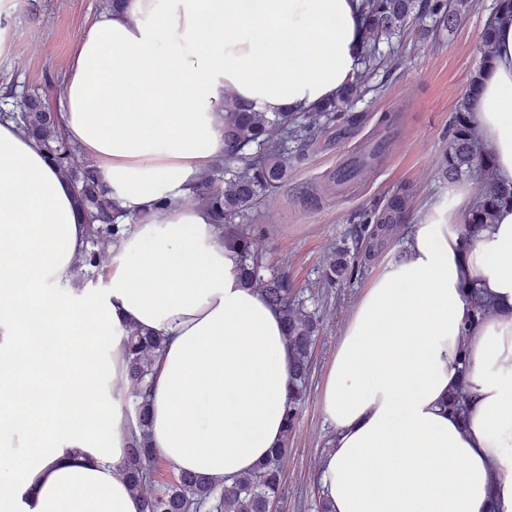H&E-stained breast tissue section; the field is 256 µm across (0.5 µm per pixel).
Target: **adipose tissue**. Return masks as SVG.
I'll return each mask as SVG.
<instances>
[{
	"label": "adipose tissue",
	"mask_w": 512,
	"mask_h": 512,
	"mask_svg": "<svg viewBox=\"0 0 512 512\" xmlns=\"http://www.w3.org/2000/svg\"><path fill=\"white\" fill-rule=\"evenodd\" d=\"M360 2L120 0L77 38L58 122L131 220L98 292L74 284L89 240L72 183L0 120V512H145L123 475L137 330L166 340L149 396L160 459L229 480L280 442L283 318L192 199L225 154L227 98L306 112L352 79ZM473 110L512 182V23ZM448 195L337 340L320 391L333 445L316 473L332 512H512V208L466 246L470 191ZM471 288L497 306L476 325ZM460 385L462 418L446 407Z\"/></svg>",
	"instance_id": "obj_1"
}]
</instances>
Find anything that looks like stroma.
Returning a JSON list of instances; mask_svg holds the SVG:
<instances>
[{"label":"stroma","mask_w":512,"mask_h":512,"mask_svg":"<svg viewBox=\"0 0 512 512\" xmlns=\"http://www.w3.org/2000/svg\"><path fill=\"white\" fill-rule=\"evenodd\" d=\"M101 0H17L12 16L13 42L0 54V110L18 108L29 93L56 108L75 40L90 18L100 15ZM494 0H473L452 28L421 33L408 24L381 53L363 80L367 93L355 103L360 120L352 126L319 130L304 156L293 160L288 179L273 192H260L244 224L255 225L252 251L266 268L285 274L297 299L318 309L321 333L316 341L306 397L283 463L284 494L279 512H317L312 485L333 431L320 406V391L336 341L365 288L388 258L399 256L406 232L387 236L363 257L356 280L328 287L322 270L333 248L351 246V218L359 209L383 206L394 193L409 195L408 221L429 220L435 207L448 202L451 186L479 191L477 172L456 181L443 176L454 109L482 64L481 31ZM390 131L395 145L378 169H362L354 189L323 192L337 167L356 155L366 138Z\"/></svg>","instance_id":"obj_1"}]
</instances>
